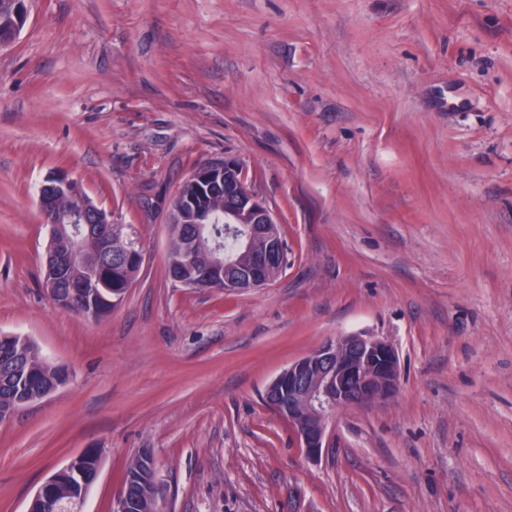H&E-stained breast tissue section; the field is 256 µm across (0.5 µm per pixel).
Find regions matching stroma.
I'll list each match as a JSON object with an SVG mask.
<instances>
[{
    "instance_id": "obj_1",
    "label": "stroma",
    "mask_w": 512,
    "mask_h": 512,
    "mask_svg": "<svg viewBox=\"0 0 512 512\" xmlns=\"http://www.w3.org/2000/svg\"><path fill=\"white\" fill-rule=\"evenodd\" d=\"M237 159L288 264L248 292L167 275L171 205ZM80 182L141 268L90 320L42 286L38 187ZM66 384L0 423V512L145 448L164 512H512V0H32L0 48V334ZM399 359L321 459L261 400L327 339ZM99 465V449L87 448L81 453L73 456L63 468L52 474L37 489L31 500L28 511L32 512V507L36 503L43 509L41 512H58L60 511V506L56 495L62 500H73L79 498L82 494L86 495L90 486L87 487V485L75 477L73 473L68 472H74V474L78 475L82 479L87 471H92L96 478ZM58 473L60 474L57 476L55 483V476ZM84 501L85 499L82 497L74 501L72 504V507L75 509L74 511H82Z\"/></svg>"
}]
</instances>
